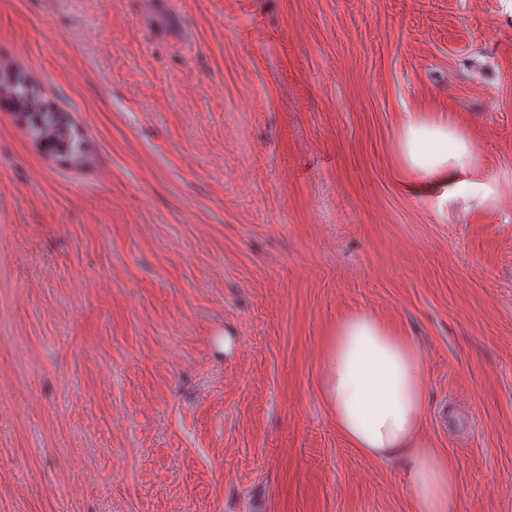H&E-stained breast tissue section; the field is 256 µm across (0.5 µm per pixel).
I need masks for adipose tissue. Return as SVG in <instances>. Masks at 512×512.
Instances as JSON below:
<instances>
[{"label": "adipose tissue", "instance_id": "obj_1", "mask_svg": "<svg viewBox=\"0 0 512 512\" xmlns=\"http://www.w3.org/2000/svg\"><path fill=\"white\" fill-rule=\"evenodd\" d=\"M398 151L405 167L425 183L457 182L472 147L456 122L412 119ZM426 367L409 336L367 312L336 324L322 362L321 396L337 430L374 460L402 459L415 512H452L458 474L421 432L425 424Z\"/></svg>", "mask_w": 512, "mask_h": 512}]
</instances>
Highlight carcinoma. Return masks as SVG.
Here are the masks:
<instances>
[{
	"label": "carcinoma",
	"instance_id": "cac0c4a2",
	"mask_svg": "<svg viewBox=\"0 0 512 512\" xmlns=\"http://www.w3.org/2000/svg\"><path fill=\"white\" fill-rule=\"evenodd\" d=\"M0 85L13 98L17 111L27 115L32 134L48 152L66 156L74 164L85 162L86 156L73 138L63 113L40 101L23 72L0 74Z\"/></svg>",
	"mask_w": 512,
	"mask_h": 512
}]
</instances>
